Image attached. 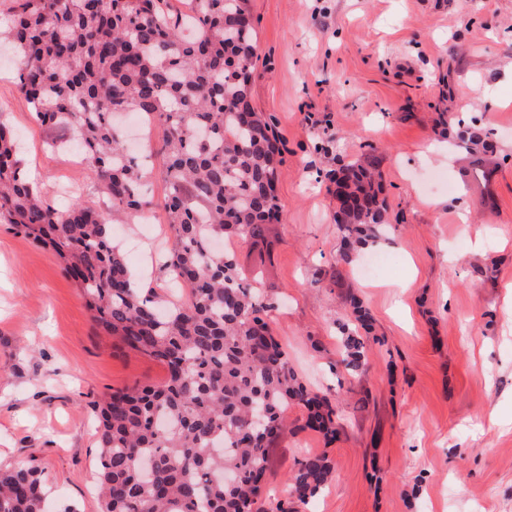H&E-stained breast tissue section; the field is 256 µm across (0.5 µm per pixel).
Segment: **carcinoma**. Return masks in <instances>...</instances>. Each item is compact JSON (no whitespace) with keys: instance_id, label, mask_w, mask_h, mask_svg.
Returning <instances> with one entry per match:
<instances>
[{"instance_id":"obj_1","label":"carcinoma","mask_w":512,"mask_h":512,"mask_svg":"<svg viewBox=\"0 0 512 512\" xmlns=\"http://www.w3.org/2000/svg\"><path fill=\"white\" fill-rule=\"evenodd\" d=\"M5 31L20 56L17 87L54 139L71 134L106 209L65 208L22 171L12 130L0 122V224L51 248L79 283L94 324L163 364L164 382L119 390L98 406L101 512H265L261 480L288 430V410L336 436V410L294 372L270 328L274 303L241 277L218 237L257 240L280 218L281 142L271 119H244L256 63L254 26L237 24L246 0H13ZM143 114L161 133L172 244L165 268L187 288L172 302L131 287L108 221L132 222L153 164L128 151L115 116ZM336 176L345 248L336 265L377 238L388 210L371 168ZM365 339L342 338V363L364 367ZM235 482L224 484V474ZM325 454L296 462L275 512H297L334 479ZM39 470L0 466V512H46Z\"/></svg>"}]
</instances>
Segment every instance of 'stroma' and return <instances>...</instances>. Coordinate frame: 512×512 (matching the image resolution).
Listing matches in <instances>:
<instances>
[{
  "label": "stroma",
  "instance_id": "35a3bbf8",
  "mask_svg": "<svg viewBox=\"0 0 512 512\" xmlns=\"http://www.w3.org/2000/svg\"><path fill=\"white\" fill-rule=\"evenodd\" d=\"M254 108L285 145L282 218L235 248L242 276L274 302L297 376L336 404L335 441L297 426L274 448L268 506L309 453L336 477L298 512H512V0H249ZM0 121L60 205L98 202L87 163L48 134L0 46ZM462 127L480 134L468 163ZM378 157L387 222L377 252L399 267L364 277L366 251L337 265L332 178ZM167 184L116 238L140 282L167 293L154 255L172 241ZM369 310L366 366L341 362L349 296ZM163 364L122 349L91 320L59 257L0 224V465L39 468L48 512H101L95 403L157 384Z\"/></svg>",
  "mask_w": 512,
  "mask_h": 512
}]
</instances>
